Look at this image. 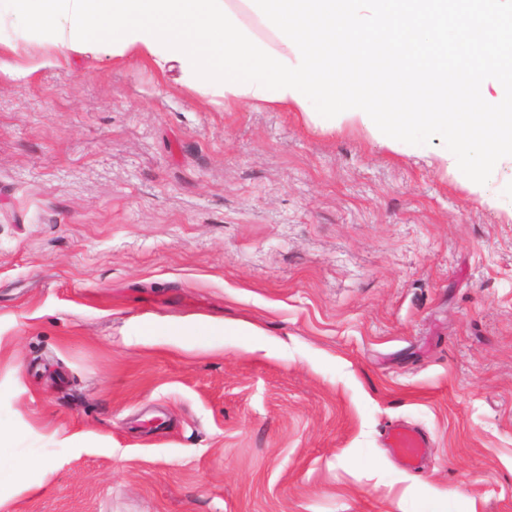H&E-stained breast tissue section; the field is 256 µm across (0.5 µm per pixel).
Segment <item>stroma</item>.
I'll use <instances>...</instances> for the list:
<instances>
[{"label":"stroma","mask_w":512,"mask_h":512,"mask_svg":"<svg viewBox=\"0 0 512 512\" xmlns=\"http://www.w3.org/2000/svg\"><path fill=\"white\" fill-rule=\"evenodd\" d=\"M219 89L0 7V512H512V215ZM9 430L0 423V488L17 484L24 471L38 467L36 461H16L4 454L9 439ZM386 440L395 456L407 468H412L425 456L429 443L417 428L392 424L386 429Z\"/></svg>","instance_id":"stroma-1"}]
</instances>
